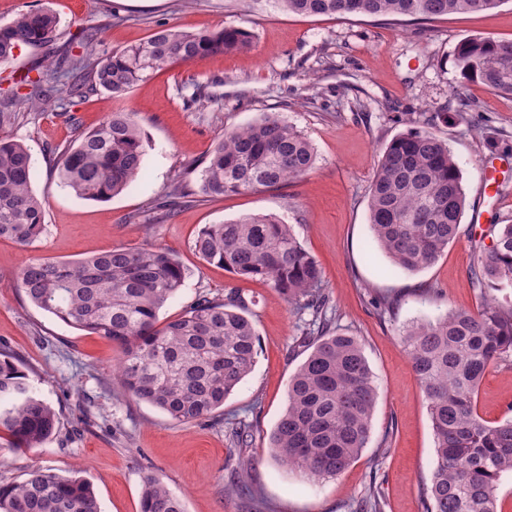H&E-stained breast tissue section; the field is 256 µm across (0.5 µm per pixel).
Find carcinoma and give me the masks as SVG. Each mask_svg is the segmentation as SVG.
Wrapping results in <instances>:
<instances>
[{"label":"carcinoma","mask_w":512,"mask_h":512,"mask_svg":"<svg viewBox=\"0 0 512 512\" xmlns=\"http://www.w3.org/2000/svg\"><path fill=\"white\" fill-rule=\"evenodd\" d=\"M299 16L363 15L428 19L490 11L507 0H278ZM59 17L27 11L0 26V63L27 46L51 50ZM83 51L57 57L38 78L24 76L29 91L0 106V121L99 88L122 97L173 62H199L215 54L246 52L252 33L228 25L214 31L160 28L146 41L100 55L96 37L82 35ZM456 66L466 82L512 96V42L490 37L462 41ZM311 142L277 112H264L245 127H229L199 163L173 180L157 206L171 215L188 195L184 177L197 174L206 197L276 188L308 174ZM145 148L136 113L112 111L56 159L61 187L79 199L106 201L144 173ZM34 160L28 146L0 140V237L23 247L45 231V202L32 189ZM466 207L462 174L448 142L413 129L394 137L379 155L370 184L372 242L392 266L415 272L434 264L458 235ZM209 263L245 278L268 282L289 303L311 312V352L288 383L283 414L269 438L272 455L316 477H335L370 439L377 391L355 336L328 329L321 270L291 226L274 216L252 215L210 224L194 241ZM35 307L65 324L102 336L122 352L117 372L125 391L171 419L188 424L224 405L254 365L258 334L248 306L231 288L222 298L200 295L186 313L159 323V310L180 290L184 270L157 246L113 248L80 261L33 258L16 274ZM474 287L512 286V224L500 225L489 249L471 270ZM425 395L434 436L435 465L421 489L424 512H500L496 491L512 478V419L496 424L477 408L488 368L512 360V304L491 295L472 312L447 309L414 318L399 334ZM53 408L29 375L0 352V430L8 447L38 448L58 428ZM254 493L247 469L227 486ZM0 512H102L92 485L73 477L32 470L0 483ZM140 512H185L180 498L156 476L146 475Z\"/></svg>","instance_id":"cac0c4a2"}]
</instances>
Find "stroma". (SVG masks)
Here are the masks:
<instances>
[{"mask_svg":"<svg viewBox=\"0 0 512 512\" xmlns=\"http://www.w3.org/2000/svg\"><path fill=\"white\" fill-rule=\"evenodd\" d=\"M50 9L60 24L56 53L79 52L82 32L97 35L100 54L147 39L161 24L190 31L234 24L249 29L245 53L174 63L115 98L91 91L65 105L12 114L0 138L28 145L32 186L44 199L46 230L33 245L0 238V351L12 354L59 418L41 447H0V483L43 468L79 475L96 491L103 512H139L142 478L158 476L185 512H254L251 500L228 494L231 472L249 480L273 512H356L368 493L382 512H422L420 489L435 464L434 438L422 387L398 338L402 325L453 306L474 311L484 296L471 267L497 233L477 223L497 211L512 224V98L462 83L455 61L468 37L512 42V0L481 13L432 20L359 15L303 17L276 0H0V24L19 13ZM217 96L186 108V85ZM475 104L458 115L456 95ZM136 113L144 133L145 177L108 201L81 200L61 188L52 161L107 112ZM277 112L312 143L310 173L281 187L208 198L191 192L173 217L164 197L184 163L201 158L225 128ZM428 128L445 139L462 173L466 210L456 240L430 267H393L370 244L368 191L379 152L398 134ZM272 214L293 227L316 259L335 331L359 337L378 397L371 437L341 475L318 479L283 465L268 451L286 405L290 378L309 352L310 313L300 312L259 279L207 263L193 242L207 225ZM154 244L177 255L185 278L159 311L160 321L186 312L200 295L239 290L259 342L255 366L208 418L178 424L160 409L131 398L114 367L119 348L36 308L16 286L32 258L76 261L116 247ZM478 412L489 422L512 418V365L487 371ZM250 426L247 447L230 425Z\"/></svg>","mask_w":512,"mask_h":512,"instance_id":"stroma-1","label":"stroma"}]
</instances>
